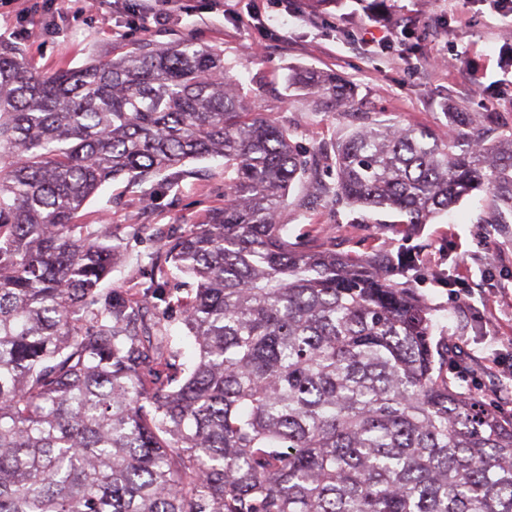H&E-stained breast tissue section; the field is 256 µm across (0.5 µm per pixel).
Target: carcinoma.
<instances>
[{
    "instance_id": "carcinoma-1",
    "label": "carcinoma",
    "mask_w": 512,
    "mask_h": 512,
    "mask_svg": "<svg viewBox=\"0 0 512 512\" xmlns=\"http://www.w3.org/2000/svg\"><path fill=\"white\" fill-rule=\"evenodd\" d=\"M335 150L336 197L403 241L474 191L512 224V134L467 112ZM215 156L224 206L165 245L140 298L104 292L118 246L79 223L98 188ZM307 175L214 47L46 73L0 37V512H512V417L448 381L399 253L288 242L278 214ZM173 269L195 284L186 362L145 319Z\"/></svg>"
}]
</instances>
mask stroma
<instances>
[{
	"label": "stroma",
	"instance_id": "obj_1",
	"mask_svg": "<svg viewBox=\"0 0 512 512\" xmlns=\"http://www.w3.org/2000/svg\"><path fill=\"white\" fill-rule=\"evenodd\" d=\"M295 15L272 0H0V37L37 67L75 69L144 40H185L224 53L230 80L256 111L286 129L316 177L294 182L280 221L292 243L324 232L341 252L391 245L383 213L349 209L336 198L335 146L360 125L394 119L441 134L449 112L493 115L496 137L512 132V13L493 0H361L324 8L294 0ZM164 12L162 23L146 11ZM336 75L354 90L337 102L289 86L292 68ZM173 189L160 179L105 183L81 216L109 224L120 258L103 283L143 293L160 243L183 235L224 204V161L185 163ZM488 198L461 200L405 242V280L434 309L438 334L460 353L449 380L512 406V234L486 221Z\"/></svg>",
	"mask_w": 512,
	"mask_h": 512
}]
</instances>
